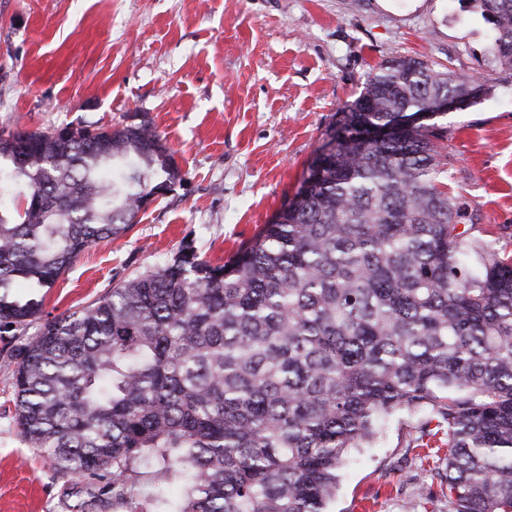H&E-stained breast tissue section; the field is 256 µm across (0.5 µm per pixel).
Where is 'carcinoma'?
<instances>
[{
  "mask_svg": "<svg viewBox=\"0 0 512 512\" xmlns=\"http://www.w3.org/2000/svg\"><path fill=\"white\" fill-rule=\"evenodd\" d=\"M512 67V0H471ZM479 80L399 58L336 115L328 153L224 263L190 245L14 349L22 441L80 512H327L349 450L425 410L448 512H512V258L464 223L439 129L368 143ZM148 121L0 129V340L42 318L41 290L123 236L181 181Z\"/></svg>",
  "mask_w": 512,
  "mask_h": 512,
  "instance_id": "obj_1",
  "label": "carcinoma"
}]
</instances>
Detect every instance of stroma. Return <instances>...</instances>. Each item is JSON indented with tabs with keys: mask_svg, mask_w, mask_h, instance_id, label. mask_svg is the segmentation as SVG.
Here are the masks:
<instances>
[{
	"mask_svg": "<svg viewBox=\"0 0 512 512\" xmlns=\"http://www.w3.org/2000/svg\"><path fill=\"white\" fill-rule=\"evenodd\" d=\"M469 0H0V125L52 131L81 121H150L181 183L121 238L82 253L48 292L56 316L172 258L214 263L301 189L337 112L381 64L430 59L486 86L435 118L448 131V183L474 223L512 255V69ZM15 363L0 341V512H74L47 460L21 441ZM427 413L398 412L351 450L330 512H407L440 488L408 444Z\"/></svg>",
	"mask_w": 512,
	"mask_h": 512,
	"instance_id": "stroma-1",
	"label": "stroma"
}]
</instances>
